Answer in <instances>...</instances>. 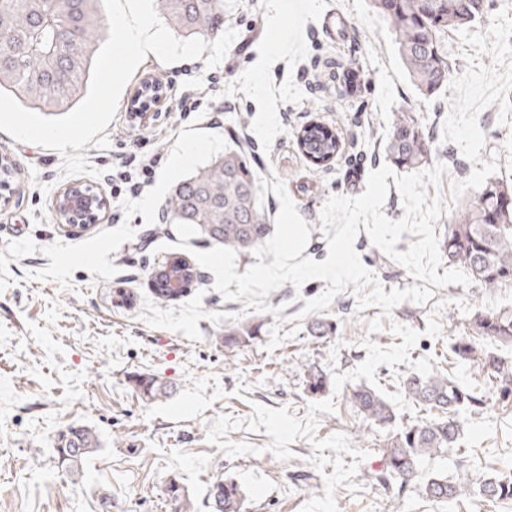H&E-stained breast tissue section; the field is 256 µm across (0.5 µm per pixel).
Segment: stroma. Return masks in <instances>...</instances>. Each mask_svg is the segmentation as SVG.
<instances>
[{
  "label": "stroma",
  "instance_id": "1",
  "mask_svg": "<svg viewBox=\"0 0 512 512\" xmlns=\"http://www.w3.org/2000/svg\"><path fill=\"white\" fill-rule=\"evenodd\" d=\"M275 13L288 36L279 52L271 49ZM224 25L237 37L215 67L201 58L143 60L112 122L82 150L100 178L63 176L58 151L0 131V160L12 164L0 187V512H173L172 482L199 512H213L205 505L209 489L229 477L246 493V512H512V501L493 504L478 493L489 465L512 460V405L492 398L482 414L461 417L447 465L426 464L424 475L403 480L386 471V428L362 422L347 399L356 386H378L399 416L424 418L404 381L435 370L457 322L512 309V285H450L389 314L361 306L347 290L307 314L306 300L326 281L298 289L288 282L265 299L281 307L276 317L224 300L202 267L185 297L155 298L149 273L176 256L179 241L165 204L180 180L225 150L249 144L260 176L284 180L311 230L305 254L318 261L328 255L324 203L363 193L369 172L387 163L383 141L395 113L417 114L434 142L433 162L447 168L428 195L474 169L442 139L453 90L428 99L416 92L369 0H224ZM340 69L362 75L342 100ZM147 75L166 97L134 131L126 104ZM188 96L201 107L184 119L178 106ZM213 112L222 123L210 122ZM312 122L328 124L342 141L340 155L323 167L297 141ZM478 123L486 136L481 158L496 160V178L512 183V126L499 123L494 105ZM189 150L191 164L174 169ZM133 152L161 158L136 198L103 180ZM72 183L104 194V223L56 221L55 197ZM354 248L384 290L414 285L400 264L374 262L366 232ZM123 291L130 302L120 300ZM243 326L253 339L225 347V331ZM312 369L327 375L316 394L306 388ZM139 376L165 386V396L143 399ZM78 426L92 429L100 445L73 473L56 448L60 434ZM442 466L468 485L465 505L425 496V474Z\"/></svg>",
  "mask_w": 512,
  "mask_h": 512
}]
</instances>
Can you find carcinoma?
<instances>
[{
	"mask_svg": "<svg viewBox=\"0 0 512 512\" xmlns=\"http://www.w3.org/2000/svg\"><path fill=\"white\" fill-rule=\"evenodd\" d=\"M168 25L183 37L219 35L224 31V0H155ZM388 23L411 83L424 98L448 84L452 65L443 37L481 19L486 0H372ZM102 0H0V92L22 105L48 115L61 114L77 101L89 79L99 40L104 36ZM299 142L315 161L336 157L340 140L328 128L304 127ZM385 149L399 167L412 170L429 163L432 141L417 116L399 112L392 121ZM175 221L192 223L205 241L229 247L247 258L266 242L272 231L268 211L259 200L257 157L241 148L227 150L194 171L176 186L168 204ZM448 260L463 268L483 288L494 291L512 285V185L486 180L472 199L452 215L442 242ZM155 298L177 300L198 282L195 267L182 257L169 259L152 276ZM512 345V310L477 312L463 324L451 346L448 364L476 365L495 380L497 400L512 401V364L487 350L481 340ZM136 385L151 400L165 394L152 378ZM411 401L430 418L406 426L397 421L392 405L375 388L357 386L347 399L362 419L384 425L389 433L382 444L387 472L399 478L417 474L422 462L458 445V416L483 411L487 393L478 384H464L447 370L407 379ZM98 447L86 428H71L58 440L59 454L78 463ZM480 494L485 500L512 501V464L491 467ZM424 490L437 502H453L468 494L446 474L428 477ZM167 493L177 512H194L190 500L175 483ZM214 512H245L244 492L232 478L214 483Z\"/></svg>",
	"mask_w": 512,
	"mask_h": 512,
	"instance_id": "cac0c4a2",
	"label": "carcinoma"
}]
</instances>
